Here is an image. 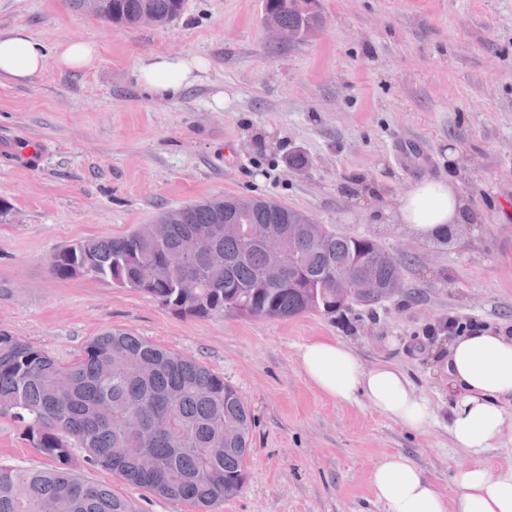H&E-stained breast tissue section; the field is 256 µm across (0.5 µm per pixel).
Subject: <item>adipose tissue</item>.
<instances>
[{"label":"adipose tissue","mask_w":512,"mask_h":512,"mask_svg":"<svg viewBox=\"0 0 512 512\" xmlns=\"http://www.w3.org/2000/svg\"><path fill=\"white\" fill-rule=\"evenodd\" d=\"M95 45L67 41L55 53L28 28L0 32V78L22 84L40 74L49 60L67 69L93 66ZM209 70L201 56L152 54L138 67L140 82L161 98L201 80ZM381 222L404 224L421 237L451 224H479L483 217L458 190L453 178L417 182ZM456 395L447 414L455 447L471 459L453 476V493L443 497L427 473L401 453L386 455L370 474V485L386 512H512V464L490 467L488 454L512 436V333L479 327L453 337L443 356ZM298 364L324 395L339 402L366 399L384 416L413 430L437 422L429 401L417 395L408 375L389 363L364 368L342 342L317 338L300 347Z\"/></svg>","instance_id":"1"}]
</instances>
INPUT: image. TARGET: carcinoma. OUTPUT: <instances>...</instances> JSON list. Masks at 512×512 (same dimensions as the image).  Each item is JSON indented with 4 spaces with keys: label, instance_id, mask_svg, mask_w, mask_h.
<instances>
[{
    "label": "carcinoma",
    "instance_id": "obj_1",
    "mask_svg": "<svg viewBox=\"0 0 512 512\" xmlns=\"http://www.w3.org/2000/svg\"><path fill=\"white\" fill-rule=\"evenodd\" d=\"M266 12L295 30L315 27L319 14L303 0H266ZM183 0H104L100 19L138 25L143 12L165 26ZM235 223H225L226 215ZM304 214L263 198L198 202L167 211V224H140L130 234L87 239L48 258L60 279L86 277L143 292L175 314L205 318L232 312L255 319L332 314V278L366 273L382 289L402 285L377 240L321 225L314 243L297 231ZM265 224L284 243L275 256L249 241L247 227ZM181 263H172L174 256ZM295 272L288 275V264ZM156 270L152 282L141 269ZM193 280L197 287L184 288ZM55 461L51 469L0 466V512H138L111 487L85 479L81 463L108 469L126 483L211 512L245 484L251 412L238 392L197 360L108 329L62 362L7 330H0V417Z\"/></svg>",
    "mask_w": 512,
    "mask_h": 512
}]
</instances>
